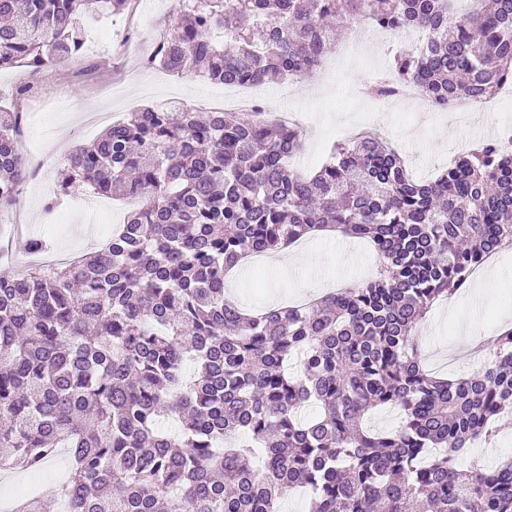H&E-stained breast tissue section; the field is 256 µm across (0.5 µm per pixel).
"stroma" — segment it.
Listing matches in <instances>:
<instances>
[{"label":"stroma","instance_id":"1","mask_svg":"<svg viewBox=\"0 0 512 512\" xmlns=\"http://www.w3.org/2000/svg\"><path fill=\"white\" fill-rule=\"evenodd\" d=\"M171 10L170 0H134L128 10L87 23L85 52L60 64L51 77L31 76L22 67L0 70L2 100H9L15 87L27 80L41 89V98L22 104L29 116L21 138L22 153L31 156L35 141L45 142L50 153L39 178L23 184L17 206L0 222V237L14 236L16 225L26 224L35 233H47L54 252L83 254L95 251L97 240L108 236V226L92 217L100 199L90 193L64 200V207L73 211L69 224L56 228L43 222V203L56 191L62 154L91 143L105 129L101 123L89 124L90 114L106 112L116 122L142 106L167 99L204 109L223 108V85L145 67L155 38L169 26ZM389 62L385 48L355 42L348 32L338 51L330 53L313 76L282 85L263 84L266 111L296 113L304 142L296 159L300 171L320 166L333 143L348 137L355 127L387 140L406 158L411 172L428 179L466 142L490 138L512 118V101L500 111L477 113L469 126L451 113L430 111L423 98L408 102L403 110L380 108L360 90L384 72ZM309 243V259L297 270L285 273L254 262L233 270L227 277L228 296L247 310L281 305L297 295L316 292L324 279L337 289L353 287L369 279L378 265L376 252L365 241L319 235ZM495 261L498 276L488 284L480 303H473L464 291L451 300L460 316L473 320L483 339L494 336L504 320H512V249L496 255ZM468 342L457 319L443 318L438 310L429 311L419 325L423 362L436 375L457 379L476 371L469 357L448 351L449 346ZM510 457L512 411L501 418L495 439L473 444L459 464L492 467Z\"/></svg>","mask_w":512,"mask_h":512}]
</instances>
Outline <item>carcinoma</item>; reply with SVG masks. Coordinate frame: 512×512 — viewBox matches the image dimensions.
<instances>
[{
  "instance_id": "obj_1",
  "label": "carcinoma",
  "mask_w": 512,
  "mask_h": 512,
  "mask_svg": "<svg viewBox=\"0 0 512 512\" xmlns=\"http://www.w3.org/2000/svg\"><path fill=\"white\" fill-rule=\"evenodd\" d=\"M128 0H0V69L46 77L82 54L89 20ZM175 0L148 64L223 85L314 75L334 32L364 18L424 27L388 80L443 108L512 80V0ZM0 104V210L18 203L21 103ZM301 131L258 113L144 107L72 150L52 212L80 187L139 200L74 264L0 276V470L38 471L59 448L67 512H512V459L460 468L512 408V329L462 380L420 358L439 300L512 242V148L494 139L413 179L373 133L336 143L310 175ZM326 227L369 241L364 285L309 304L246 311L225 294L248 255ZM316 407L308 420L298 413ZM394 406L392 430L368 424ZM174 417L175 433L159 429Z\"/></svg>"
}]
</instances>
